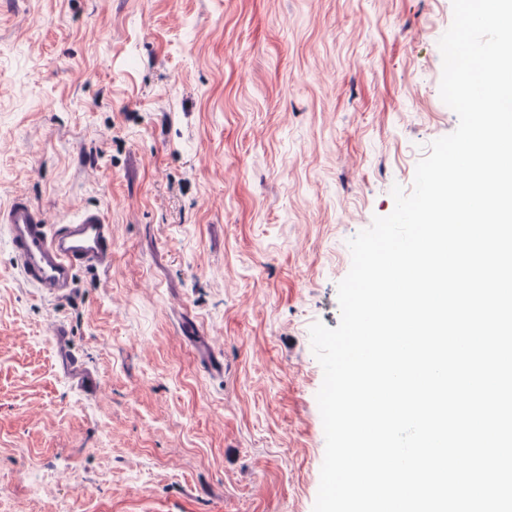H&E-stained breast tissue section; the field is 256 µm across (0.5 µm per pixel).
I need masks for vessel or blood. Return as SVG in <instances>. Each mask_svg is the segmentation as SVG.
I'll return each mask as SVG.
<instances>
[{
  "label": "vessel or blood",
  "instance_id": "1",
  "mask_svg": "<svg viewBox=\"0 0 512 512\" xmlns=\"http://www.w3.org/2000/svg\"><path fill=\"white\" fill-rule=\"evenodd\" d=\"M0 223L7 228L17 268L43 296L69 295L78 271L112 268V227L97 209L49 225L38 207L17 197L0 209Z\"/></svg>",
  "mask_w": 512,
  "mask_h": 512
}]
</instances>
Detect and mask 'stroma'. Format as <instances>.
<instances>
[{"label": "stroma", "instance_id": "1", "mask_svg": "<svg viewBox=\"0 0 512 512\" xmlns=\"http://www.w3.org/2000/svg\"><path fill=\"white\" fill-rule=\"evenodd\" d=\"M452 19V0H0V208L112 226L111 273L57 300L0 231V512H313L310 327H337L349 240L458 126ZM66 367L74 376L77 385L83 392L96 393L99 389V384L94 375L85 368L78 365V362L70 356L66 359Z\"/></svg>", "mask_w": 512, "mask_h": 512}]
</instances>
